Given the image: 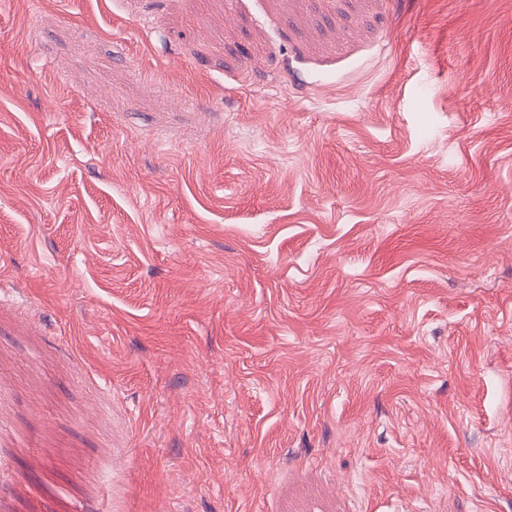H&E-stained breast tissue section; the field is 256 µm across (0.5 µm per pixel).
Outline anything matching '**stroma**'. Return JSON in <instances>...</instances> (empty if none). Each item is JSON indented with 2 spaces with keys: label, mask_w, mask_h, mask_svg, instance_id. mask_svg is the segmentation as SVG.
Returning a JSON list of instances; mask_svg holds the SVG:
<instances>
[{
  "label": "stroma",
  "mask_w": 512,
  "mask_h": 512,
  "mask_svg": "<svg viewBox=\"0 0 512 512\" xmlns=\"http://www.w3.org/2000/svg\"><path fill=\"white\" fill-rule=\"evenodd\" d=\"M0 512H512V0H0Z\"/></svg>",
  "instance_id": "stroma-1"
}]
</instances>
